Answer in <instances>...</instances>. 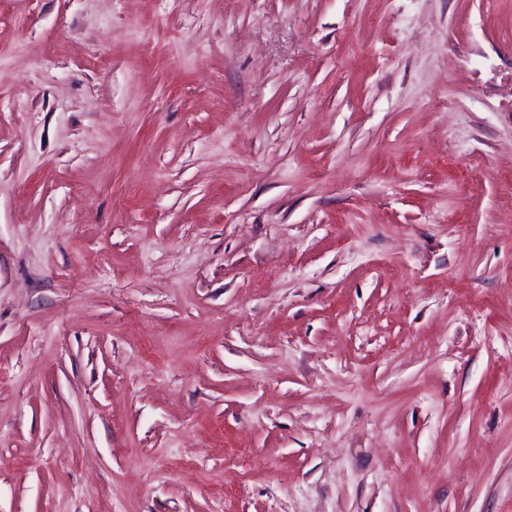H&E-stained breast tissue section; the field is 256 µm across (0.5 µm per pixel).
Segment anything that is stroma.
I'll return each mask as SVG.
<instances>
[{"label":"stroma","mask_w":512,"mask_h":512,"mask_svg":"<svg viewBox=\"0 0 512 512\" xmlns=\"http://www.w3.org/2000/svg\"><path fill=\"white\" fill-rule=\"evenodd\" d=\"M0 512H512V0H5Z\"/></svg>","instance_id":"1"}]
</instances>
